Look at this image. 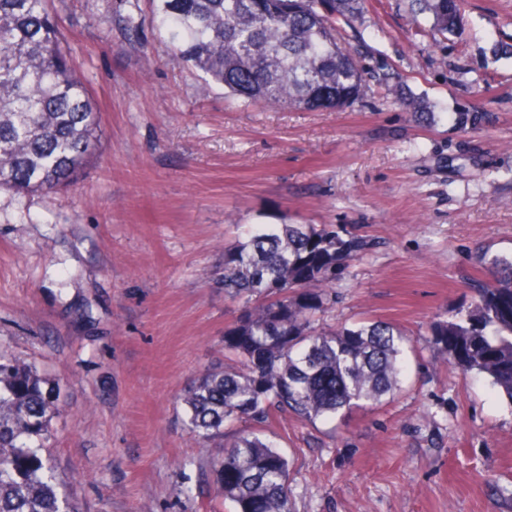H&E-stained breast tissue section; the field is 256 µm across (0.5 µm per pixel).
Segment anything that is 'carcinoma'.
<instances>
[{
    "label": "carcinoma",
    "instance_id": "obj_1",
    "mask_svg": "<svg viewBox=\"0 0 512 512\" xmlns=\"http://www.w3.org/2000/svg\"><path fill=\"white\" fill-rule=\"evenodd\" d=\"M159 25L192 66L246 104L338 111L359 98L364 70L336 38V18L366 0H158ZM441 34L463 22V0H415ZM412 112L406 85L388 88ZM99 113L75 75L48 0H0V188L53 190L91 147ZM368 242L335 224H257L224 250V293L243 317L224 331L239 367L202 373L182 392L185 424L232 512H292L288 460L276 443L232 432L272 412L314 421L400 389L410 340L386 321L319 326L323 292ZM486 281L470 306L438 321L433 344L512 404V255L479 256ZM59 392L34 363L0 353V512H79L46 442ZM220 442L212 456L207 444Z\"/></svg>",
    "mask_w": 512,
    "mask_h": 512
}]
</instances>
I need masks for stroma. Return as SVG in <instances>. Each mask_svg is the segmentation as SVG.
Returning a JSON list of instances; mask_svg holds the SVG:
<instances>
[{
	"instance_id": "1",
	"label": "stroma",
	"mask_w": 512,
	"mask_h": 512,
	"mask_svg": "<svg viewBox=\"0 0 512 512\" xmlns=\"http://www.w3.org/2000/svg\"><path fill=\"white\" fill-rule=\"evenodd\" d=\"M100 113L75 180L0 189V352L61 392L48 446L80 512H231L177 396L223 363L242 303L224 249L248 224H341L368 248L324 325L391 322L400 390L344 417L282 416L294 512H512V406L445 363L433 321L469 306L481 252L512 254V0L440 35L411 0L339 22L365 82L342 112L248 106L172 61L156 0H51ZM393 75L433 119L394 104ZM482 120L460 129L456 117ZM194 498H186V489Z\"/></svg>"
}]
</instances>
